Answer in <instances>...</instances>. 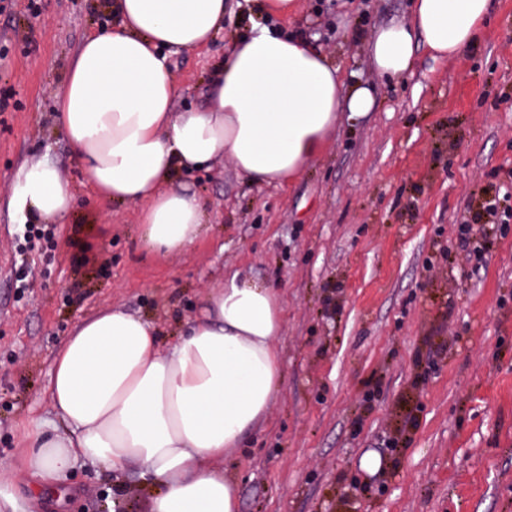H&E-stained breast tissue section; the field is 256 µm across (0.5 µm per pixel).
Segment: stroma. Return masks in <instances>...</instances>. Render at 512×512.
Returning a JSON list of instances; mask_svg holds the SVG:
<instances>
[{
	"label": "stroma",
	"mask_w": 512,
	"mask_h": 512,
	"mask_svg": "<svg viewBox=\"0 0 512 512\" xmlns=\"http://www.w3.org/2000/svg\"><path fill=\"white\" fill-rule=\"evenodd\" d=\"M232 0L206 47L172 54L176 110L206 82L248 10ZM411 0H295L281 28L314 38L347 85L373 91L294 182L250 184L224 161L182 172L205 201L185 252L148 249L140 208L99 198L56 127L55 98L108 0H0V464L18 468L31 420H53L54 352L81 320L119 306L176 342L209 288L240 273L279 288L281 384L225 454L240 512H512V220L491 256L459 264L455 225L512 194V0L480 40L440 62L417 50L378 77L367 42ZM54 164L73 197L59 223L9 206L19 169ZM381 460L376 473L360 464ZM66 512H143L137 467L78 465Z\"/></svg>",
	"instance_id": "stroma-1"
}]
</instances>
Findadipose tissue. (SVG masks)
<instances>
[{"label":"adipose tissue","mask_w":512,"mask_h":512,"mask_svg":"<svg viewBox=\"0 0 512 512\" xmlns=\"http://www.w3.org/2000/svg\"><path fill=\"white\" fill-rule=\"evenodd\" d=\"M227 0H113L112 28L87 38L57 94V127L83 159L96 193L141 205L156 252L197 238L205 205L177 171L226 160L243 179L280 185L327 145L345 115L371 112L368 87H346L339 66L310 40L272 25L293 0H263L226 50L202 107L174 111L172 52L205 46L224 27ZM491 0H412L409 18L376 30L367 52L398 79L425 48L448 61L475 45ZM23 218L63 219L73 196L55 166L17 177ZM280 295L232 274L210 289L175 345L120 308L82 320L57 349L50 385L56 422H32L21 465L40 490L63 486L78 464L113 472L138 465L160 490L147 512H239L219 462L268 410L280 382Z\"/></svg>","instance_id":"ef3b65f1"}]
</instances>
